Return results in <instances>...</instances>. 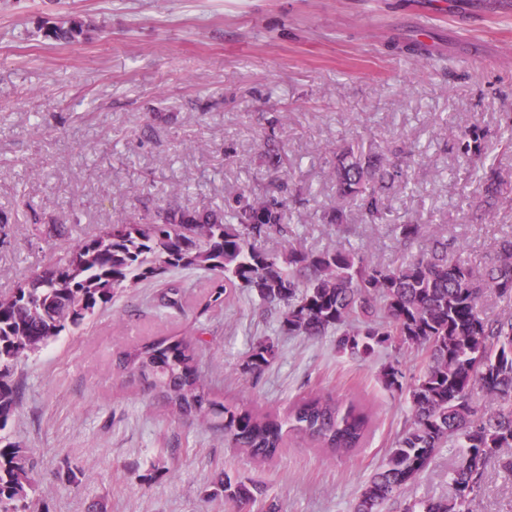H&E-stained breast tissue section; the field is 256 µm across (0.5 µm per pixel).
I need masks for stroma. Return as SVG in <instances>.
<instances>
[{"label": "stroma", "mask_w": 512, "mask_h": 512, "mask_svg": "<svg viewBox=\"0 0 512 512\" xmlns=\"http://www.w3.org/2000/svg\"><path fill=\"white\" fill-rule=\"evenodd\" d=\"M49 12L81 14L90 39L45 40L38 20ZM423 32L448 43L444 60L417 64L392 49L393 38ZM510 117L512 8L499 0H0V210L29 204L41 217L0 236V296L105 225L252 192L287 202L290 233L268 239L271 252L289 239L393 265L405 252L398 225L418 221L483 266L512 236V151L500 139ZM474 123L507 193L488 223L475 214L480 178L455 148ZM271 140L283 157L276 170ZM346 146L396 151L407 173L381 223L356 210L345 230L326 219L330 171ZM167 277L181 287V309L159 306L160 282H141L15 365L20 398L6 434L33 452L47 512H238L212 494L228 473L263 485L276 512H352L411 420L380 371L397 360L416 375L424 354L390 346L354 359L331 335H281L278 310L246 292L201 313L209 272ZM199 324L207 344L197 366L224 403L283 416L302 397L360 398L372 419L363 447L337 453L292 433L274 460H257L116 367L128 346ZM257 339L279 354L252 378L242 367ZM459 459V449H440L410 497H452ZM473 512H512V476L497 461Z\"/></svg>", "instance_id": "obj_1"}]
</instances>
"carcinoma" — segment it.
I'll use <instances>...</instances> for the list:
<instances>
[{"mask_svg":"<svg viewBox=\"0 0 512 512\" xmlns=\"http://www.w3.org/2000/svg\"><path fill=\"white\" fill-rule=\"evenodd\" d=\"M93 28L79 15L41 24L46 39L63 44L89 39ZM392 47L416 63L437 51L436 45L417 41ZM486 136L473 124L457 137L458 154L479 170L485 167ZM333 177L336 206L328 223L342 225L352 207L371 223L383 220L385 201L403 174L379 151L348 147L336 152ZM501 191L500 176L492 169L476 205L480 217L492 214ZM283 208L274 196L250 195L225 211L160 208L142 222L111 225L76 241L45 270L18 282L11 294L0 297V431L18 405L13 367L20 357L80 327L142 281L159 279L172 268L202 269L214 275L204 313L246 289L279 309L282 332L311 338L332 332L337 350L352 358L370 359L393 344L423 352L424 367L409 383L399 364L382 369L385 387L407 394L412 420L365 483L354 512H383L399 497L403 512H472L491 459L512 474V313L489 317L481 307L488 292L512 299V237L499 240L491 261L481 268L448 254V239L418 223L399 225L400 242L406 250L418 239L428 245L394 266L369 262L355 249L307 250L290 242L268 252L262 242L286 235ZM158 302L164 308L182 307L180 286L168 284ZM204 334L196 328L189 338L144 339L120 352L117 365L172 412L217 419L224 439L256 458H274L291 431L333 450L363 445L369 416L330 396L302 398L282 418L218 401L195 361ZM276 355L272 342L257 340L243 373L259 376ZM477 389L497 399L500 408L480 412L473 400ZM456 443L464 452L451 476L455 495L406 498L437 451ZM35 467L28 449L0 435V512L31 509ZM219 494L246 509L263 504L266 489L226 474L212 492Z\"/></svg>","mask_w":512,"mask_h":512,"instance_id":"carcinoma-1","label":"carcinoma"}]
</instances>
